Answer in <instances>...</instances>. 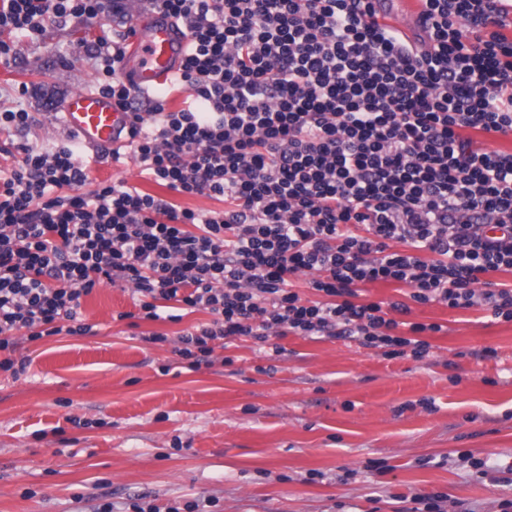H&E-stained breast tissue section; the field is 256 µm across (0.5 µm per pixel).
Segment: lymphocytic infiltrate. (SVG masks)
I'll return each instance as SVG.
<instances>
[{
  "instance_id": "lymphocytic-infiltrate-1",
  "label": "lymphocytic infiltrate",
  "mask_w": 512,
  "mask_h": 512,
  "mask_svg": "<svg viewBox=\"0 0 512 512\" xmlns=\"http://www.w3.org/2000/svg\"><path fill=\"white\" fill-rule=\"evenodd\" d=\"M189 32L173 86L183 108L149 111L121 76L127 45L88 54L98 91L133 114L143 174L221 211L197 213L125 183L89 189L72 145H17L0 169V351L84 335L82 296L132 285L145 319L173 304L210 314L175 352L211 365L217 342L291 334L354 336L385 356L424 358L410 303H357L359 287L408 285L410 302L488 304L512 322V153L487 152L467 129L512 133V39L497 0H426L429 50L378 23L369 0H152ZM125 0H0V35L123 19ZM466 19L461 30L458 19ZM311 273L318 301L293 291Z\"/></svg>"
}]
</instances>
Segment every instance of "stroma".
<instances>
[{
	"label": "stroma",
	"mask_w": 512,
	"mask_h": 512,
	"mask_svg": "<svg viewBox=\"0 0 512 512\" xmlns=\"http://www.w3.org/2000/svg\"><path fill=\"white\" fill-rule=\"evenodd\" d=\"M120 31L103 18L18 41L15 61L0 64V109L35 114L24 142L69 141L45 102L95 90L100 75L76 45ZM91 178L196 212L224 207L171 195L127 155L93 165ZM409 293L376 281L359 299L406 301L408 321L440 324L422 335L423 359L293 335L276 356L240 336L194 370L172 339L207 313L146 320L130 287L97 285L79 309L92 333L20 343L12 357L25 373L0 370V512H95L105 502L124 512L139 498L161 508L213 498L218 512H413L419 494L442 495L444 512H500L512 500V322ZM153 333L166 342L146 343Z\"/></svg>",
	"instance_id": "1"
}]
</instances>
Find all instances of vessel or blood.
Instances as JSON below:
<instances>
[{"mask_svg":"<svg viewBox=\"0 0 512 512\" xmlns=\"http://www.w3.org/2000/svg\"><path fill=\"white\" fill-rule=\"evenodd\" d=\"M376 18L398 23L405 37L419 50H427L428 40L418 39L424 27V0H372ZM130 48L122 62V75L134 90L160 89L180 74L188 43L185 29L164 10L134 16ZM66 128L86 149L114 150L125 146V133L131 123L130 112L111 98L98 93L76 91L60 104Z\"/></svg>","mask_w":512,"mask_h":512,"instance_id":"vessel-or-blood-1","label":"vessel or blood"}]
</instances>
